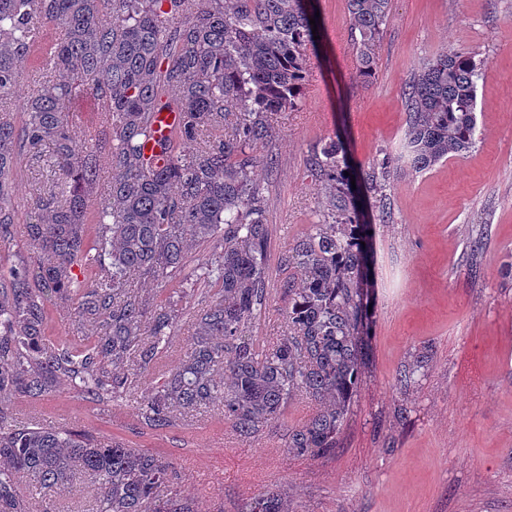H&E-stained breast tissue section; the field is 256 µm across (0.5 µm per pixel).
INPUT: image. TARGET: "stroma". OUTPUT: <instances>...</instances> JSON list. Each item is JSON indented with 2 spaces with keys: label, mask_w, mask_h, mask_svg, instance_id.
Returning <instances> with one entry per match:
<instances>
[{
  "label": "stroma",
  "mask_w": 512,
  "mask_h": 512,
  "mask_svg": "<svg viewBox=\"0 0 512 512\" xmlns=\"http://www.w3.org/2000/svg\"><path fill=\"white\" fill-rule=\"evenodd\" d=\"M321 46L309 53L300 109L274 117L267 190L270 267L317 223L326 196L308 170L310 149L342 136L354 163L397 164L385 192L389 215L373 227L374 365L334 456L289 454L279 426L243 440L213 405L186 424L152 432L133 402L76 399L59 387L41 423L111 431L173 458L178 487L198 512H240L269 488L291 512H512V0H394L369 84L354 78L347 0H314ZM485 62L477 91L478 140L467 154L412 172L403 87L441 52ZM52 172L26 154L16 178V242L29 203ZM482 238L483 249L470 244ZM481 265L471 277V262ZM428 356L414 383L400 372Z\"/></svg>",
  "instance_id": "35a3bbf8"
}]
</instances>
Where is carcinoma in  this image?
I'll return each instance as SVG.
<instances>
[{
	"mask_svg": "<svg viewBox=\"0 0 512 512\" xmlns=\"http://www.w3.org/2000/svg\"><path fill=\"white\" fill-rule=\"evenodd\" d=\"M392 0H347L361 82L374 75L375 51ZM313 0H0V248L14 240L13 175L28 148L52 146L55 179L30 202L23 256L0 274V512H55L21 490L67 492L79 481L96 490L91 512H197L175 487V463L132 447L117 434L67 426L47 429L16 417L20 398L43 401L63 382L74 397L110 405L132 394L128 366L153 376L137 401L142 425L172 428L219 401L243 439L271 424L285 427L287 450L330 456L372 362L375 295L373 221L362 203L391 174L385 156L365 170L340 137L314 148L310 168L328 189L321 224L296 238L281 258L288 271L287 331L269 350L251 327L270 297L265 188L253 175L272 169L271 115L303 103ZM55 32L42 58L36 37ZM35 77L15 121L1 100ZM485 63L469 52L425 62L403 89L410 167L422 172L476 143V98ZM88 98L102 116L95 141L82 142L68 120ZM173 105L178 130L158 139L167 154L155 168L142 146L154 112ZM236 106L238 112L229 108ZM112 173L100 187L95 157ZM97 195L94 226L88 207ZM209 256L188 263L193 246ZM194 282L185 304L132 292V280ZM73 323L97 328L84 348L51 342L57 302ZM193 333L180 362L158 364L182 322ZM308 399L315 413L285 421L288 404ZM242 512H289L280 491L250 498Z\"/></svg>",
	"mask_w": 512,
	"mask_h": 512,
	"instance_id": "obj_1",
	"label": "carcinoma"
}]
</instances>
